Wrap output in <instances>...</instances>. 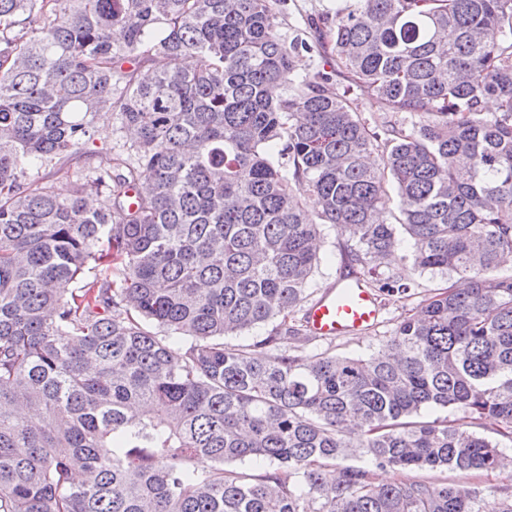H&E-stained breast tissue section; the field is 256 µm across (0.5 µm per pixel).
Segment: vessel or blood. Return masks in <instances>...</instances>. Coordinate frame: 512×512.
Listing matches in <instances>:
<instances>
[{
  "mask_svg": "<svg viewBox=\"0 0 512 512\" xmlns=\"http://www.w3.org/2000/svg\"><path fill=\"white\" fill-rule=\"evenodd\" d=\"M381 311L378 296L361 277L344 276L307 308L305 323L320 338L353 335L374 328Z\"/></svg>",
  "mask_w": 512,
  "mask_h": 512,
  "instance_id": "b4317fda",
  "label": "vessel or blood"
}]
</instances>
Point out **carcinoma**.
I'll use <instances>...</instances> for the list:
<instances>
[{"instance_id":"obj_1","label":"carcinoma","mask_w":512,"mask_h":512,"mask_svg":"<svg viewBox=\"0 0 512 512\" xmlns=\"http://www.w3.org/2000/svg\"><path fill=\"white\" fill-rule=\"evenodd\" d=\"M286 5L0 0V512H512L508 487L376 481L501 468L427 407L512 442V0H348L312 41L280 34ZM358 91L420 124L370 128ZM110 112L135 140L66 197L33 177ZM324 224L379 292L408 289L378 277L405 241L468 287L367 359L227 346L308 339L288 317ZM252 457L276 468H224Z\"/></svg>"}]
</instances>
